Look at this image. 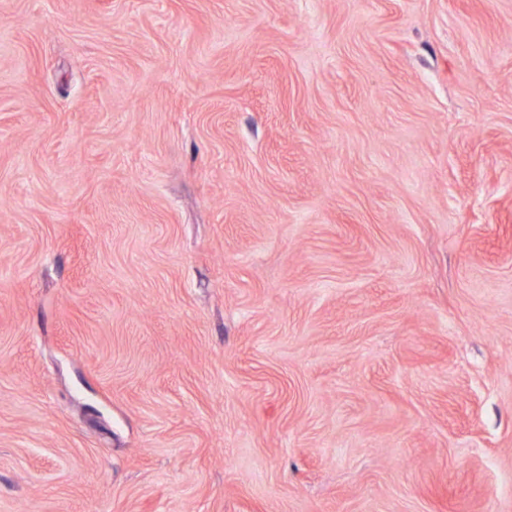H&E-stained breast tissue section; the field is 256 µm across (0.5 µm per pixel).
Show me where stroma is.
<instances>
[{
	"mask_svg": "<svg viewBox=\"0 0 512 512\" xmlns=\"http://www.w3.org/2000/svg\"><path fill=\"white\" fill-rule=\"evenodd\" d=\"M0 512H512V0H0Z\"/></svg>",
	"mask_w": 512,
	"mask_h": 512,
	"instance_id": "obj_1",
	"label": "stroma"
}]
</instances>
